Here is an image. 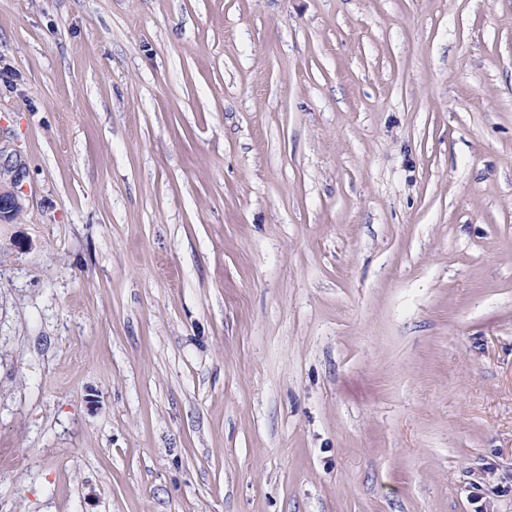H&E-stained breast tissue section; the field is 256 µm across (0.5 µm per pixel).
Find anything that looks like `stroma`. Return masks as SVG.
<instances>
[{
    "mask_svg": "<svg viewBox=\"0 0 512 512\" xmlns=\"http://www.w3.org/2000/svg\"><path fill=\"white\" fill-rule=\"evenodd\" d=\"M0 512H512V0H0ZM27 169L21 159L0 147V221L10 220L20 206L18 186L25 180Z\"/></svg>",
    "mask_w": 512,
    "mask_h": 512,
    "instance_id": "35a3bbf8",
    "label": "stroma"
}]
</instances>
